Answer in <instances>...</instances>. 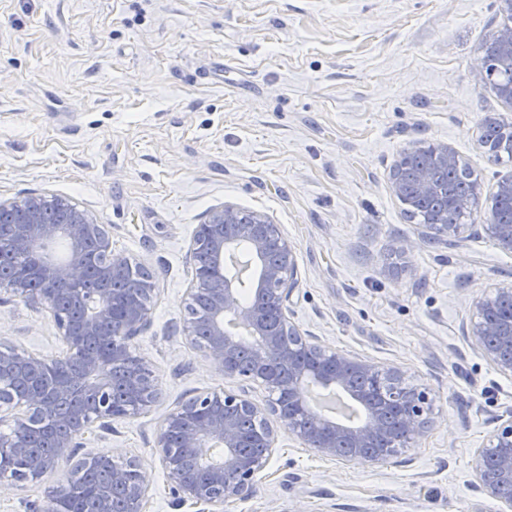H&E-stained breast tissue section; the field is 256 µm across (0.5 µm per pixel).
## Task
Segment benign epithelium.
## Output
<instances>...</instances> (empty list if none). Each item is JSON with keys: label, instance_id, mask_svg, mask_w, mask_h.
Returning <instances> with one entry per match:
<instances>
[{"label": "benign epithelium", "instance_id": "obj_1", "mask_svg": "<svg viewBox=\"0 0 512 512\" xmlns=\"http://www.w3.org/2000/svg\"><path fill=\"white\" fill-rule=\"evenodd\" d=\"M434 160L448 166L456 161L452 148H429ZM408 154L393 165L391 183L395 194L409 199L417 194L438 192L430 171L421 169L407 177ZM481 196L474 181L456 205L474 210ZM61 219L53 223L43 217L45 199L32 196L17 205L0 200V210H19L11 226L8 243L22 255H35L33 287L26 277L17 278L3 289L20 295L28 304L47 310L67 346L65 360L71 372L60 374L50 384H34L15 396L4 382L23 373H37L56 365L53 359L27 353L18 359L0 353V410L16 409L12 431L0 435V453L28 452L29 431L41 427L57 451L37 460L21 477L0 485V491L20 490L38 484L57 472L71 452L85 447L95 425L107 426L117 417L135 415L153 403L156 390L148 361L131 347L130 340L148 322L149 308L156 295L151 277L140 278L130 295L108 288L111 281L133 272L132 263L112 252V241L104 225L97 224L72 202L54 201ZM241 211L233 204L210 209L196 226L190 242L193 255L208 254L211 273L224 278V287L207 291L194 275L188 289L185 335L205 357L228 377H241L264 386L271 395L261 407L227 392L198 394L169 412L160 426L157 448L169 480V491L180 505L187 503L222 506L245 494L266 469L277 442L279 425L295 435L307 448L348 463L363 461L359 449L376 441H391L394 450L407 447L428 429L426 391L409 387L398 369L387 371L392 387L380 395L381 402L352 385L354 377H369L376 367L364 360L326 349L308 338L288 317V300L295 286L294 250L280 226L261 211L250 212V221H240ZM425 236L432 241L458 237L466 224L445 221L426 224ZM485 231L502 250L512 251V222L488 220ZM94 271L101 287L78 297L79 314L64 311L55 300L57 287L82 282ZM512 287L498 288L475 303L470 331L483 357L500 373L512 375V320L490 317ZM244 319L250 336L253 364L242 366V340L225 331L228 316ZM311 382L343 387L366 410L356 425H343L316 413L306 387ZM477 488L512 512V498L503 494L512 483V415L477 451L474 463ZM123 489L122 512H143L147 485L143 475L134 482L126 468L112 466L110 487L101 491L95 512H115L112 487ZM75 492L73 483L62 480L34 512H60L58 505Z\"/></svg>", "mask_w": 512, "mask_h": 512}]
</instances>
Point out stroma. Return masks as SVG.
I'll list each match as a JSON object with an SVG mask.
<instances>
[{
    "instance_id": "1",
    "label": "stroma",
    "mask_w": 512,
    "mask_h": 512,
    "mask_svg": "<svg viewBox=\"0 0 512 512\" xmlns=\"http://www.w3.org/2000/svg\"><path fill=\"white\" fill-rule=\"evenodd\" d=\"M503 18L498 0H0V199L67 197L158 287L131 345L160 397L86 440L139 461L144 512H498L475 486L474 454L512 416V376L468 329L477 299L512 286V252L481 225L512 161L479 144L481 120L512 123V104L475 66ZM428 144L451 147L482 187L469 229L439 242L390 182L403 151ZM227 202L267 213L292 244L299 328L403 371L429 396V429L355 464L282 429L248 495L180 506L156 447L164 417L203 391L269 398L184 335L190 241ZM0 343L67 352L4 290Z\"/></svg>"
}]
</instances>
